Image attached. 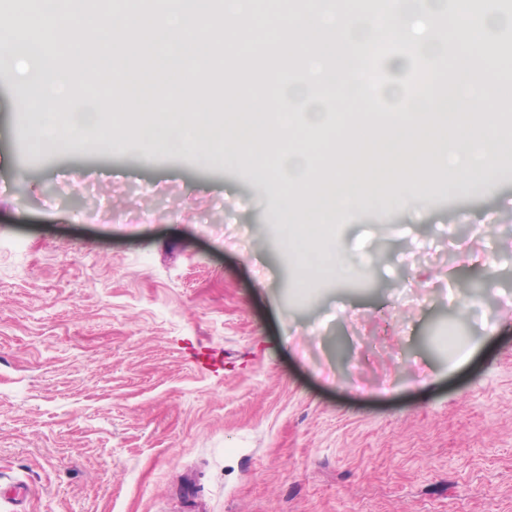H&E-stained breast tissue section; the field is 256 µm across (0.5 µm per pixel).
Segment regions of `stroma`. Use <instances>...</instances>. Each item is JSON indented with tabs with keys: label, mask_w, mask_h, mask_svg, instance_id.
<instances>
[{
	"label": "stroma",
	"mask_w": 512,
	"mask_h": 512,
	"mask_svg": "<svg viewBox=\"0 0 512 512\" xmlns=\"http://www.w3.org/2000/svg\"><path fill=\"white\" fill-rule=\"evenodd\" d=\"M394 52L363 111L407 96ZM0 50V512H512V177L392 154L333 216L374 286L293 279L272 183L46 137ZM484 230L474 234V221ZM468 355L424 344L446 318Z\"/></svg>",
	"instance_id": "35a3bbf8"
}]
</instances>
